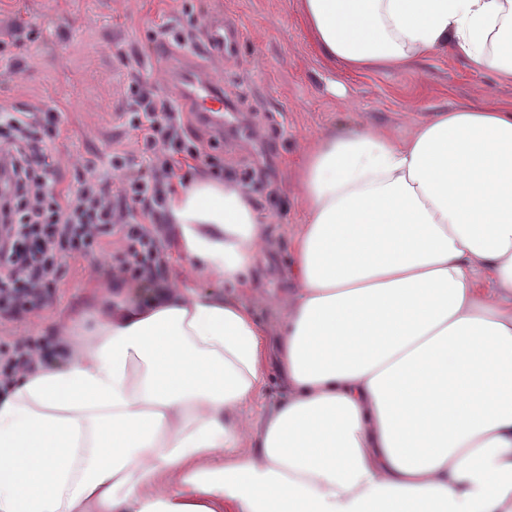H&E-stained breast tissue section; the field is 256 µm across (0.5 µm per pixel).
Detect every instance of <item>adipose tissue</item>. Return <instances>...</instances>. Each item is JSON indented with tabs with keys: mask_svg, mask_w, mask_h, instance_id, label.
Returning <instances> with one entry per match:
<instances>
[{
	"mask_svg": "<svg viewBox=\"0 0 512 512\" xmlns=\"http://www.w3.org/2000/svg\"><path fill=\"white\" fill-rule=\"evenodd\" d=\"M299 11L351 71L450 49L512 85V0ZM294 190L277 333L238 298L108 292L0 398V512H512V106L323 133ZM169 215L203 275L266 261L232 185L196 180ZM272 366L281 400L243 419Z\"/></svg>",
	"mask_w": 512,
	"mask_h": 512,
	"instance_id": "1",
	"label": "adipose tissue"
}]
</instances>
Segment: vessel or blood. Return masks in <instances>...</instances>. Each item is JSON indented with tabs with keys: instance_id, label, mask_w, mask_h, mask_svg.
I'll list each match as a JSON object with an SVG mask.
<instances>
[{
	"instance_id": "obj_1",
	"label": "vessel or blood",
	"mask_w": 512,
	"mask_h": 512,
	"mask_svg": "<svg viewBox=\"0 0 512 512\" xmlns=\"http://www.w3.org/2000/svg\"><path fill=\"white\" fill-rule=\"evenodd\" d=\"M243 32L235 26H212L205 35L207 51L198 55L189 50L180 54L181 61L173 68V74L181 90L184 107L202 113L216 128L224 126V96L209 80L203 79L199 71L207 60L232 59L236 56Z\"/></svg>"
}]
</instances>
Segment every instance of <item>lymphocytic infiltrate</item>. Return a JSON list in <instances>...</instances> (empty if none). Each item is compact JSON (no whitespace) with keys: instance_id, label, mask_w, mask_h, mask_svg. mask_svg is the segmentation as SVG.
Masks as SVG:
<instances>
[{"instance_id":"1","label":"lymphocytic infiltrate","mask_w":512,"mask_h":512,"mask_svg":"<svg viewBox=\"0 0 512 512\" xmlns=\"http://www.w3.org/2000/svg\"><path fill=\"white\" fill-rule=\"evenodd\" d=\"M122 117L141 135V153L116 149L109 157L114 181L96 177L86 161L76 188L50 182L57 162L41 147L59 132L60 115L35 108L19 112L0 103V321L17 322L40 310L63 276L62 256L111 254L113 287L134 288L137 298L169 290L163 275L169 256L161 241L168 201L177 188L204 173L225 180L220 140L187 136L185 115L167 95L148 96L138 81L124 90ZM58 354L54 339L15 340L0 351V386L49 366Z\"/></svg>"}]
</instances>
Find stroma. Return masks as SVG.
Instances as JSON below:
<instances>
[{"label": "stroma", "instance_id": "obj_1", "mask_svg": "<svg viewBox=\"0 0 512 512\" xmlns=\"http://www.w3.org/2000/svg\"><path fill=\"white\" fill-rule=\"evenodd\" d=\"M220 18L235 21L244 34L234 63L204 69L236 111V131L224 136V168L274 164L275 176L247 195L266 218L276 248L244 290L197 274L172 234L166 275L178 293L245 300L273 331L279 320L273 300L291 288L289 235L303 220L292 170L312 139L357 124L404 137L417 120L442 109L488 100L511 106L512 85L472 71L451 50L415 71H350L317 49L298 0H0V101L60 112V133L46 138L45 148L62 163L63 185L73 184L79 157L96 156L98 174H108L112 148L135 147V132L119 117L129 78L139 75L168 95L177 90L169 64L149 47L151 36L189 25L203 31ZM101 261L98 255L63 258V277L48 306L0 334L37 339L57 331L58 319L85 310L109 288Z\"/></svg>", "mask_w": 512, "mask_h": 512}]
</instances>
